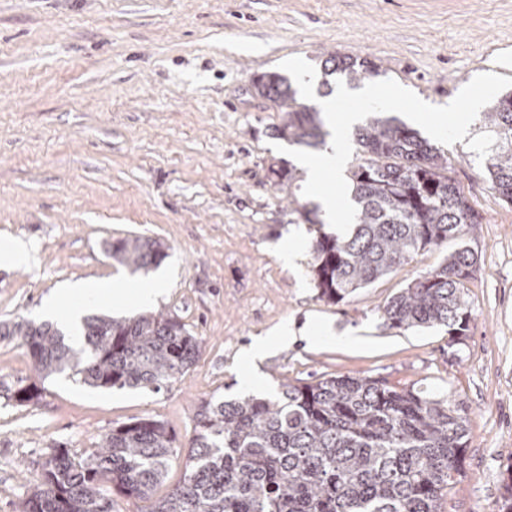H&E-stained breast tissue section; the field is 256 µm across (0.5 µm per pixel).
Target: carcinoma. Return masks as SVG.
<instances>
[{
    "instance_id": "carcinoma-1",
    "label": "carcinoma",
    "mask_w": 512,
    "mask_h": 512,
    "mask_svg": "<svg viewBox=\"0 0 512 512\" xmlns=\"http://www.w3.org/2000/svg\"><path fill=\"white\" fill-rule=\"evenodd\" d=\"M324 69L358 84L380 65L328 55ZM256 93L283 112L277 136L316 147L324 143L321 112L297 102L278 74L252 79ZM489 136L486 171L494 191L512 204V92L480 112ZM359 153L349 169L353 231L312 241L319 296L339 303L391 273L421 249L464 239L479 219L448 177V154L397 117L366 118L356 128ZM112 262L149 272L166 247L141 237L106 246ZM477 254L462 244L438 268L400 289L382 317L396 328L442 325L451 342L470 320L467 283ZM83 340L65 342L49 323L0 322V340L20 338L39 379L71 374L96 388L167 386L197 361L201 343L172 316L91 315ZM35 383L11 391L19 404L41 396ZM185 479L155 500L173 456L165 424L140 418L112 428L97 449L77 455L61 446L42 464L41 482L22 512H112V491L151 502L149 512H440L441 500L464 471L468 416L447 396L398 390L367 376H334L311 384L280 383L279 392L212 397L196 412Z\"/></svg>"
}]
</instances>
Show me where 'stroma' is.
<instances>
[{
	"mask_svg": "<svg viewBox=\"0 0 512 512\" xmlns=\"http://www.w3.org/2000/svg\"><path fill=\"white\" fill-rule=\"evenodd\" d=\"M375 60L433 105L473 77L512 78V0H0V243L37 247L30 266L0 265V321H42L74 305L80 281L135 288L166 277L156 312L178 316L201 341L196 363L167 388H92L49 378L38 402L8 389L36 382L20 340L0 341V512H20L57 446L93 450L113 426L162 421L177 448L157 486L179 485L195 415L233 398L251 372L242 352L278 325L255 389L329 376L424 387L466 407L463 475L441 512H501L512 479V205L484 169L486 136L471 127L448 146V175L480 218L466 241L479 256L471 321L451 344L444 326H389L382 308L460 243L417 252L342 302L320 299L312 254L284 268L279 248L318 228L289 205L302 183L277 186L289 155L275 151L281 114L251 79L300 56ZM157 238L167 256L149 275L113 265L106 241ZM348 331L358 344H336Z\"/></svg>",
	"mask_w": 512,
	"mask_h": 512,
	"instance_id": "obj_1",
	"label": "stroma"
}]
</instances>
